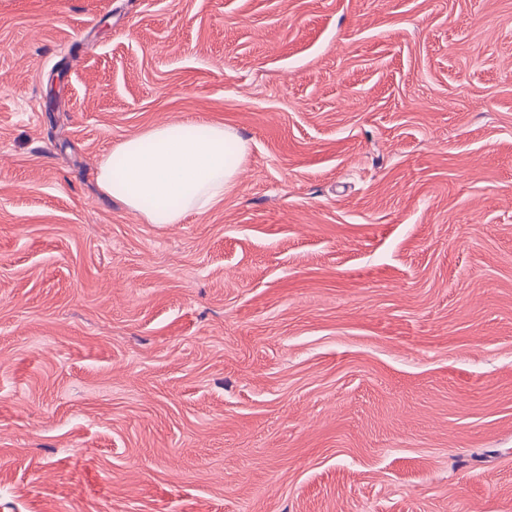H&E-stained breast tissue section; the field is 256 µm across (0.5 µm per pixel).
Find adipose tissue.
Instances as JSON below:
<instances>
[{"mask_svg": "<svg viewBox=\"0 0 512 512\" xmlns=\"http://www.w3.org/2000/svg\"><path fill=\"white\" fill-rule=\"evenodd\" d=\"M248 150L223 123L168 122L121 142L101 160L98 183L146 223L176 224L223 203Z\"/></svg>", "mask_w": 512, "mask_h": 512, "instance_id": "adipose-tissue-1", "label": "adipose tissue"}]
</instances>
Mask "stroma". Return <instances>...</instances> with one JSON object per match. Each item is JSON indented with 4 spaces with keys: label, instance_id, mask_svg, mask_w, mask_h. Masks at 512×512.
Segmentation results:
<instances>
[{
    "label": "stroma",
    "instance_id": "obj_1",
    "mask_svg": "<svg viewBox=\"0 0 512 512\" xmlns=\"http://www.w3.org/2000/svg\"><path fill=\"white\" fill-rule=\"evenodd\" d=\"M0 512H512V0H0ZM248 150L223 123L168 122L121 142L99 163L98 183L146 223L177 224L223 203Z\"/></svg>",
    "mask_w": 512,
    "mask_h": 512
}]
</instances>
